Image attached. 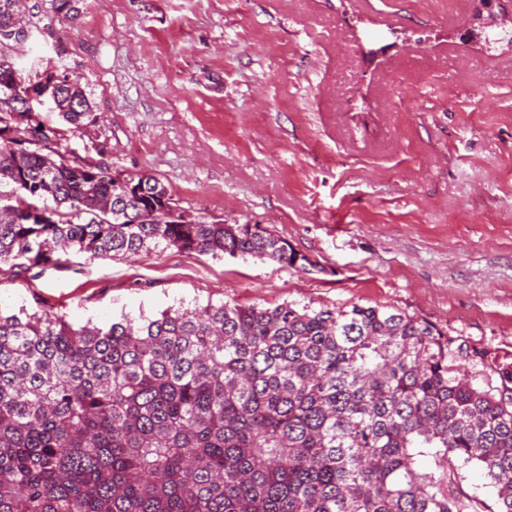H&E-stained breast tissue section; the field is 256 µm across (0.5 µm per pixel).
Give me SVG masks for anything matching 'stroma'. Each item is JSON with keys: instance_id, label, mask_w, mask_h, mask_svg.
<instances>
[{"instance_id": "35a3bbf8", "label": "stroma", "mask_w": 512, "mask_h": 512, "mask_svg": "<svg viewBox=\"0 0 512 512\" xmlns=\"http://www.w3.org/2000/svg\"><path fill=\"white\" fill-rule=\"evenodd\" d=\"M25 84L64 72L95 123L58 150L160 180L195 217L306 256L168 250L0 271V309L74 323L207 304L395 309L512 363V48L474 0H28Z\"/></svg>"}]
</instances>
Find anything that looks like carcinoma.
Wrapping results in <instances>:
<instances>
[{"mask_svg": "<svg viewBox=\"0 0 512 512\" xmlns=\"http://www.w3.org/2000/svg\"><path fill=\"white\" fill-rule=\"evenodd\" d=\"M0 0V35L26 17ZM15 63L0 99L17 98ZM54 110L92 124L79 86ZM0 135V268L156 249L302 257L260 224H179L151 175ZM47 224H18L27 205ZM399 310L207 304L108 327L0 311V512H512V372ZM429 455L434 467L421 470ZM476 463L494 505L462 485Z\"/></svg>", "mask_w": 512, "mask_h": 512, "instance_id": "obj_1", "label": "carcinoma"}]
</instances>
